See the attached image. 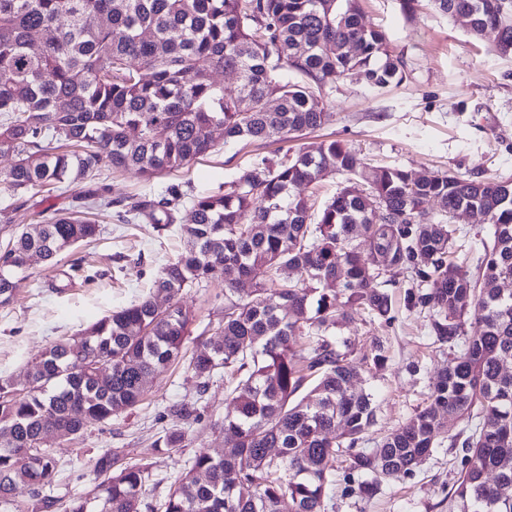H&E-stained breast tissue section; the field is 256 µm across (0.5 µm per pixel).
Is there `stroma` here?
Here are the masks:
<instances>
[{"instance_id":"stroma-1","label":"stroma","mask_w":512,"mask_h":512,"mask_svg":"<svg viewBox=\"0 0 512 512\" xmlns=\"http://www.w3.org/2000/svg\"><path fill=\"white\" fill-rule=\"evenodd\" d=\"M362 8L364 22L381 30L391 50L404 58L406 78L382 91L354 79L328 86L329 119L304 136L303 144L313 149L338 139L371 166L399 167L422 176L450 170L512 180V58L491 52L492 36L472 40L458 23L433 9L410 15L402 0H362ZM278 154L275 143L238 141L151 182L142 181L133 170L105 167L89 185L35 194L31 210L15 212L13 223H0V246L33 222L37 211L76 210L77 197L86 187L108 188L115 201L132 195L157 198L171 184L188 193L202 192L233 180L255 160ZM183 248L178 225L159 233L146 222L121 223L111 210L100 218L94 239L50 261L32 258L16 279L11 302L0 305V377L25 386L32 358L148 293L160 268ZM407 287L401 280L390 290L396 316L392 324L356 312L351 323L337 330L351 344L353 365L363 370L373 340L384 342V366L371 373L364 370L362 379L353 383L354 389L371 390L376 400L375 422L365 434L369 448L426 405L431 379L443 358L428 312L408 308ZM179 300L194 315L183 347L189 355L200 341L211 338L224 316V282L216 279L186 289ZM228 387L226 378L218 376L207 390H200L182 363L155 374L145 400L135 409L106 424H87L78 439L49 440L59 461L52 495L66 499L90 494L95 459L115 449L123 463H150L154 479L145 484L141 502L159 506L168 491L162 477L186 470L202 451L233 450L234 439L215 427L230 407ZM193 401L205 408L203 422L187 428L177 452L153 455L151 445L166 426L160 412L172 403ZM457 431L452 425L437 435L432 456L414 476L384 483L368 501L336 496L335 512H448L446 495L454 469L448 438Z\"/></svg>"}]
</instances>
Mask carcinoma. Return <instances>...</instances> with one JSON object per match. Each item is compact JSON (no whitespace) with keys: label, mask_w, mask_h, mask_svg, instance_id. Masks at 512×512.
<instances>
[{"label":"carcinoma","mask_w":512,"mask_h":512,"mask_svg":"<svg viewBox=\"0 0 512 512\" xmlns=\"http://www.w3.org/2000/svg\"><path fill=\"white\" fill-rule=\"evenodd\" d=\"M428 2L467 18L475 40L498 30L492 51L512 57V0ZM224 71L238 75L235 90L216 82ZM352 77L372 90L404 79L403 59L362 22L360 0H0V154L14 158L0 183L22 196L104 166L151 182L220 142L299 140L328 120L325 86ZM328 176L340 187L318 209L296 191ZM184 198L173 185L118 214L158 232L179 224L185 248L152 291L43 351L28 364L29 387L0 379V506L19 485L53 487L47 429L79 438L87 422L138 405L147 379L183 359L193 315L178 296L222 278L217 339L187 368L203 389L222 370L237 375L219 425L236 448L196 455L164 512H328L339 471L345 494L369 500L385 481L414 475L450 421L465 428L450 437L458 469L448 512H512V291L497 288L512 280V181L449 170L415 180L331 140L263 158L191 196L185 211ZM79 199L76 212H39L0 251V305L29 256L49 260L96 235L95 216L112 201ZM462 207L489 227L472 271L450 259L448 216ZM400 270L408 307L429 312L448 357L429 404L365 448L374 394L351 389L359 372L336 327L353 310L391 321L385 286ZM166 416L174 425L153 442L157 454L182 447L185 427L204 420L195 402ZM117 458L95 460L94 475L106 476L95 498L45 495L42 512H140L150 466Z\"/></svg>","instance_id":"obj_1"}]
</instances>
